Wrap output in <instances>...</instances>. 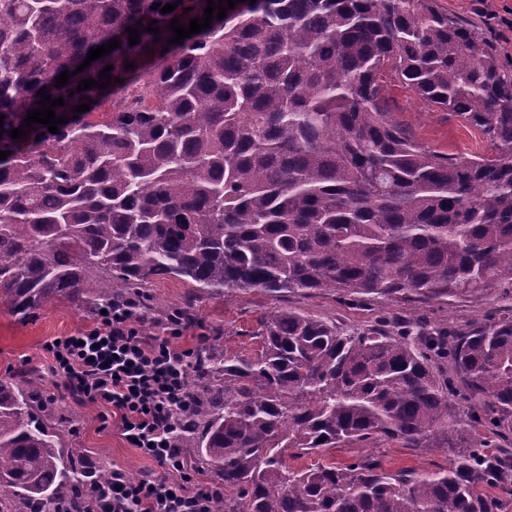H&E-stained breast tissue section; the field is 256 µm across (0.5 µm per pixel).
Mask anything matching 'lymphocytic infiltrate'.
<instances>
[{
  "label": "lymphocytic infiltrate",
  "mask_w": 512,
  "mask_h": 512,
  "mask_svg": "<svg viewBox=\"0 0 512 512\" xmlns=\"http://www.w3.org/2000/svg\"><path fill=\"white\" fill-rule=\"evenodd\" d=\"M141 319L137 304L120 302L97 315L93 328L46 344L51 375L77 399L111 406L125 441L159 468L135 481L113 468L96 512H211L220 488L199 484L170 446L178 417L191 408L187 380L194 352L176 345L179 322L168 321L148 336Z\"/></svg>",
  "instance_id": "obj_1"
}]
</instances>
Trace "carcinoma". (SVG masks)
I'll list each match as a JSON object with an SVG mask.
<instances>
[{"mask_svg":"<svg viewBox=\"0 0 512 512\" xmlns=\"http://www.w3.org/2000/svg\"><path fill=\"white\" fill-rule=\"evenodd\" d=\"M207 4L0 0V299L13 314L59 299L145 306L158 277L224 296L512 290V74L474 29L435 0H255L170 44L171 20L186 26ZM108 65L122 82L77 91ZM388 73L492 154L409 137L386 105ZM41 89L68 122L12 138ZM259 336L255 358L198 349L193 406L172 435L184 465L222 485L213 512H494L476 488L512 473V454L481 452L512 439V312L466 331L352 335L282 309ZM63 436L36 378L0 380V512H95L112 469ZM380 439L439 448L448 467L288 463Z\"/></svg>","mask_w":512,"mask_h":512,"instance_id":"carcinoma-1","label":"carcinoma"}]
</instances>
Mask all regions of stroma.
<instances>
[{"mask_svg": "<svg viewBox=\"0 0 512 512\" xmlns=\"http://www.w3.org/2000/svg\"><path fill=\"white\" fill-rule=\"evenodd\" d=\"M436 2L440 11L477 30L494 46L504 70L512 72V26L499 25L488 18L489 12L494 11L512 19V0ZM386 95L393 121L426 146L459 157L490 153L491 146L480 131L424 102L405 84L389 81ZM144 292L151 302L166 308L193 302L196 321L184 329L179 340L181 346L196 348L202 341L218 335L227 355L248 357L260 351L256 333L261 321L281 307L336 323L346 332L361 331L383 322L397 328L420 323L463 330L512 309V292L502 288L426 304L377 295L341 297L308 291L268 294L252 288L216 296L197 292L191 284L172 277L149 282ZM92 324L91 318L64 300L25 319L13 315L8 304L0 302V380L13 378L22 370H36L43 377V393L55 402L54 416L70 444L86 449L92 460L107 459L137 479L151 469L152 463L131 448L113 426L111 407L79 401L64 385L44 376L51 360L44 349L45 343ZM373 454L389 471L434 469L448 463L443 451L405 448L386 440L379 441Z\"/></svg>", "mask_w": 512, "mask_h": 512, "instance_id": "35a3bbf8", "label": "stroma"}]
</instances>
